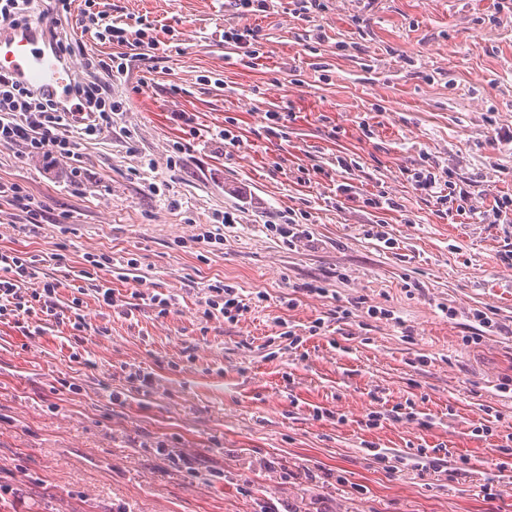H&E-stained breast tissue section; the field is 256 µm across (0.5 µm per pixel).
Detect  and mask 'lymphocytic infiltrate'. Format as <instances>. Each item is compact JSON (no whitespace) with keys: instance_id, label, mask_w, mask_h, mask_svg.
Masks as SVG:
<instances>
[{"instance_id":"f902f5d3","label":"lymphocytic infiltrate","mask_w":512,"mask_h":512,"mask_svg":"<svg viewBox=\"0 0 512 512\" xmlns=\"http://www.w3.org/2000/svg\"><path fill=\"white\" fill-rule=\"evenodd\" d=\"M79 23L84 32L100 42L149 50L160 47L159 41L147 34L149 21L138 17L129 23L111 18L109 13L96 10L95 0H85ZM76 93L86 109L85 117L80 119L57 111L52 101L34 97L9 74L0 72V146L18 147L24 155H39L50 161L59 157L77 160V142L111 131L112 116L119 105L94 81L77 86ZM0 200L22 213V232H33L42 224L43 207L23 186L1 182ZM35 279L39 280L37 257L0 250L1 320L14 321L20 327L40 313L62 320L56 303L58 281L41 280L42 286L37 289L31 285ZM199 305L207 320L219 316L233 320L247 308L241 293L220 281L204 288Z\"/></svg>"}]
</instances>
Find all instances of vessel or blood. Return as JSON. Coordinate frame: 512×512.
Instances as JSON below:
<instances>
[{"label": "vessel or blood", "mask_w": 512, "mask_h": 512, "mask_svg": "<svg viewBox=\"0 0 512 512\" xmlns=\"http://www.w3.org/2000/svg\"><path fill=\"white\" fill-rule=\"evenodd\" d=\"M51 20L32 24L0 22V70L10 73L34 95L55 102L60 111L79 113L74 65L48 35Z\"/></svg>", "instance_id": "obj_1"}]
</instances>
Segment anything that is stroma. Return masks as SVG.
Masks as SVG:
<instances>
[{
	"instance_id": "stroma-1",
	"label": "stroma",
	"mask_w": 512,
	"mask_h": 512,
	"mask_svg": "<svg viewBox=\"0 0 512 512\" xmlns=\"http://www.w3.org/2000/svg\"><path fill=\"white\" fill-rule=\"evenodd\" d=\"M97 7L154 20L162 48L88 42L129 69L97 74L120 109L80 142L79 176L0 147V182L45 208L29 236L0 205V249L41 257L63 310L86 254L110 256L99 275L122 304L84 295L80 334L0 322V481L21 490L0 512H512V467L495 466L512 435V223L489 214L512 195V0H320L306 18L299 0ZM244 26L259 58L224 39ZM149 160L157 196L133 175ZM423 167L475 216L416 191ZM242 196L222 245L194 243ZM291 209L310 220L287 244L267 226ZM218 280L251 299L237 320L200 317ZM135 288L177 303L129 307ZM421 448L436 470L416 469Z\"/></svg>"
}]
</instances>
